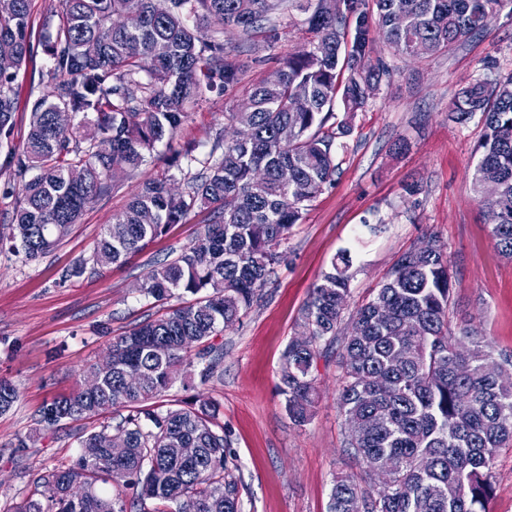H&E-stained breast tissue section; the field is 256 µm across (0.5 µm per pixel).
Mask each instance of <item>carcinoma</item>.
<instances>
[{
  "instance_id": "carcinoma-1",
  "label": "carcinoma",
  "mask_w": 512,
  "mask_h": 512,
  "mask_svg": "<svg viewBox=\"0 0 512 512\" xmlns=\"http://www.w3.org/2000/svg\"><path fill=\"white\" fill-rule=\"evenodd\" d=\"M507 4L512 0H344L336 16L328 0H62L46 41L50 90L32 101L22 144L0 164L9 188L21 194L10 252L34 260L60 244L111 184L135 177L159 143L181 139L187 106L205 91L250 98L251 134L230 143L218 133L202 157L195 142H183L173 162L187 163L185 191L169 192L165 176L149 179L105 229L90 257L94 270L144 249L195 208L209 209L198 239L154 266L138 287L157 302L183 294L194 300L112 338V368L87 370L99 379L97 390L79 385L43 406L49 426L117 406L127 414L82 436L76 461L39 478L58 494L28 498L14 512H242L243 483L219 404L165 400L185 355L198 348L201 381L217 373L221 354L208 341L262 298L290 230L336 173L335 140L349 132L332 122L336 98L354 113L387 74L372 60L374 44L381 40L404 57L418 44L423 55L447 52L482 33L485 14ZM30 5L0 0V146L14 138L12 84L33 52ZM295 10L306 15L311 48L283 59L278 83L261 79L240 91L244 70L220 30L238 29L244 50L258 32L276 38L273 19ZM205 24L215 26L209 37L200 32ZM130 42L140 56L128 54ZM59 112L71 113L69 126L57 124ZM90 113V132L82 133ZM477 114L485 134L473 190L498 212L491 237L512 258V73L463 88L449 118L464 125ZM285 167L294 171L287 185L279 180ZM428 238L431 248L405 252L341 335L352 278L351 252L343 250L302 308L308 342L290 341L283 352L279 391L295 424L312 418L313 371L333 356L338 409L359 423L347 452L365 475L336 477L328 512H354L362 501L368 512H488L496 451L512 447V356L495 355L470 324L452 328L446 247ZM129 366L143 374L136 390L123 382ZM16 399V388L1 378L0 413ZM171 448H198L200 457L183 461ZM383 464L395 472L381 487L373 470ZM99 483L110 491L100 492Z\"/></svg>"
}]
</instances>
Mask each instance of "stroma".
Instances as JSON below:
<instances>
[{
  "mask_svg": "<svg viewBox=\"0 0 512 512\" xmlns=\"http://www.w3.org/2000/svg\"><path fill=\"white\" fill-rule=\"evenodd\" d=\"M60 9L61 0H31L33 56L13 84L16 136L26 130L29 98L44 92L40 78L51 65L45 40ZM223 38L250 80L264 78L282 57L309 49L311 41L298 12L282 20L277 40L257 35L253 51L239 52L237 32L225 31ZM373 55L387 75L354 115L335 110L350 131L336 141L333 184L293 226L261 301L233 330L213 337L224 354L219 372L207 383H178L169 392L186 403L199 397L219 403L244 484V512H327L334 478L359 471L345 451L348 429L337 408L335 361L317 363L319 399L307 424L289 419L278 390L282 353L298 331L301 310L341 250L350 249L353 259V312L376 294L401 254L435 233L452 273V325L474 324L494 353L512 354V259L495 247L471 186L485 128L477 117L464 125L448 118L463 87L512 73V9L495 12L481 36L449 53L400 57L379 42ZM229 105L224 95L208 92L191 107L185 136L196 141L199 154L210 151ZM401 140L409 148L398 154L394 145ZM170 156L166 145H158L137 178L97 199L38 260L0 251V378L18 392L13 407L0 414V512L42 497L37 478L75 461L81 436L99 428L97 416L47 428L41 410L83 381L113 337L161 310V303L139 295L137 285L157 260L190 246L204 230L209 213L198 208L122 263L71 274L124 211L140 180L163 173L185 187L186 172ZM410 183L418 185L417 194L405 193ZM379 219L385 231L367 234L364 222Z\"/></svg>",
  "mask_w": 512,
  "mask_h": 512,
  "instance_id": "1",
  "label": "stroma"
}]
</instances>
